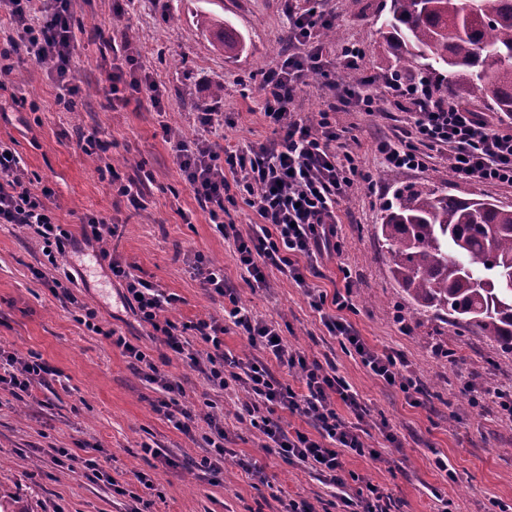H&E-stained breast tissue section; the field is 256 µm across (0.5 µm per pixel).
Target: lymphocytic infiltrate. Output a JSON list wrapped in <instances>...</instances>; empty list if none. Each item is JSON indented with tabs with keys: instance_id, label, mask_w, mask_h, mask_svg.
Listing matches in <instances>:
<instances>
[{
	"instance_id": "f902f5d3",
	"label": "lymphocytic infiltrate",
	"mask_w": 512,
	"mask_h": 512,
	"mask_svg": "<svg viewBox=\"0 0 512 512\" xmlns=\"http://www.w3.org/2000/svg\"><path fill=\"white\" fill-rule=\"evenodd\" d=\"M0 12L12 25L10 34L0 41V90H7L16 70L15 60L24 55L38 63L51 62L57 101L64 108H72L80 93L72 67L77 43L72 0H46L42 8L36 7L34 0H0ZM331 23V14L315 7L289 18L290 39L299 50L285 57L266 76L264 84L263 116L274 129V141L217 148L205 134L223 128L224 115L207 106L196 114L203 136L174 139L172 151L185 182L216 230H223L224 217L237 202H244L256 213L257 223L246 233L234 235L239 265L251 287H266L265 272L270 268L293 280L319 312L330 335L347 345L378 380L399 387L411 397L419 393L420 387L404 355L370 347L348 322L347 313L355 309L351 291L329 297L308 279L324 255L340 248L339 203L348 196L355 180L371 179L352 152L339 155L331 150V142L342 137L334 113L321 111L309 116L293 106L302 85L313 74L324 87L335 91L342 104H355L361 112L377 109L373 96L337 78L322 45L313 40L315 28ZM111 81L113 98L125 101L142 95L155 112H164L165 88L143 69L132 50H125L123 63L113 67ZM384 96L407 113L408 128L402 137L379 141L377 153L383 168L420 171L435 151L446 155L459 181L512 188V126L502 127L484 113L435 99L422 78L390 80ZM83 222L90 232L80 242L45 206L33 179L21 169L19 158L12 155L8 145L0 143V224L31 230L48 256L64 253L69 247L78 248L83 242L107 243L118 230L117 225L92 213L85 214ZM192 269L205 288L229 302L223 318L201 319L190 327L204 344L200 350L185 339L188 327L167 315L173 295L134 275L129 264L115 260L110 266L113 278L124 284L126 298L150 336L186 361L211 388H233L248 394V401L241 405L242 415L262 434L265 451L278 454L284 462L304 464L317 471L334 489L344 512H387L377 486L367 485L365 491L353 495L348 493L341 475L344 455L367 454L376 460L380 454L368 448V430L362 424L364 410L357 393L337 374L335 365L308 359L303 351L279 339L275 325L257 318L232 290L225 288L222 266L199 256ZM69 302L80 311V323L111 339L134 360L144 380L166 393L161 407L175 429L191 433L192 417L178 401L183 393L180 384L161 373L139 345L115 329H102L93 308L74 296ZM230 325L263 352V359H244L225 350L224 332ZM274 363L294 372L296 385L279 381L270 370ZM47 372L39 359L6 356L0 361V390L19 400L32 397ZM341 405L354 414V421H346L338 413ZM279 408L307 417L313 424L312 432L287 430L273 417Z\"/></svg>"
}]
</instances>
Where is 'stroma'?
I'll list each match as a JSON object with an SVG mask.
<instances>
[{
	"label": "stroma",
	"mask_w": 512,
	"mask_h": 512,
	"mask_svg": "<svg viewBox=\"0 0 512 512\" xmlns=\"http://www.w3.org/2000/svg\"><path fill=\"white\" fill-rule=\"evenodd\" d=\"M114 5L115 0H73L80 28L73 66L81 93L72 110L57 103L48 68L33 61L20 64L8 90H0V141L15 150L29 176L51 189L47 204L59 223L79 237L83 215L92 212L121 227L106 250L90 246L63 258L101 325L130 337L143 333L123 288L112 281L110 257L175 294L168 315L186 324L223 316V298L209 293L192 270L199 255L221 263L240 303L274 323L309 359L335 364L366 405L367 442L383 459L343 456L350 490L377 485L391 512H437L443 505L448 512H512V421L490 402L471 408L465 389L469 382L512 387V354L417 311L392 279L390 255L376 229L395 193L406 186L505 206H512V189L457 182L441 158L419 172H386L375 159L376 145L400 133L405 112L386 101L373 114L336 112L338 126L349 131L350 150L378 187L373 194L357 187L341 201L342 253L320 260L314 282L334 294L343 286L339 265L351 269L356 309L347 318L367 344L404 353L422 387L417 403H410L399 387L376 380L328 334L292 280L270 269L267 287L246 283L233 240L210 224L164 134L169 128L183 138L199 136L195 114L207 104L226 117L223 132L210 133V141L243 146L272 140L261 115L260 83L290 47L289 11L309 9L311 0H132L119 19ZM389 7L390 0H326L340 37L327 42L322 32L314 34L334 63L343 46L361 48L348 76L365 94L381 91L394 72V53L382 26ZM211 19L222 21L240 41L237 54L215 47L207 27ZM126 38L165 87L164 113L154 112L144 99L126 105L113 101L112 47ZM32 101L38 111L29 110ZM88 131L97 132L105 150L85 152L82 135ZM116 176L139 185V205L116 196ZM42 258L29 230L0 225V350L37 357L51 371L35 399L19 401L0 392V512H133L143 500L150 512H279L289 498L308 500L317 512H339L315 471L264 451L257 432L235 422L234 393L212 390L160 342L147 341L159 370L180 382L185 409L199 419L210 411L224 417L230 454L223 473L195 469L204 454L200 436L174 429L156 412L162 391L142 379L109 339L79 323L62 294L32 274ZM398 312L410 334L399 331ZM448 348L454 358L445 356ZM382 422L398 445L379 433ZM147 444L165 452L168 463L146 454ZM52 448L68 449L73 465H54ZM439 457L447 459L454 478L436 468ZM89 458L110 482L83 477L82 462ZM116 484L125 495L113 493Z\"/></svg>",
	"instance_id": "1"
}]
</instances>
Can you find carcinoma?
Wrapping results in <instances>:
<instances>
[{
  "mask_svg": "<svg viewBox=\"0 0 512 512\" xmlns=\"http://www.w3.org/2000/svg\"><path fill=\"white\" fill-rule=\"evenodd\" d=\"M383 25L400 67L512 115V0H391ZM378 232L419 309L512 352V206L406 187Z\"/></svg>",
  "mask_w": 512,
  "mask_h": 512,
  "instance_id": "cac0c4a2",
  "label": "carcinoma"
}]
</instances>
